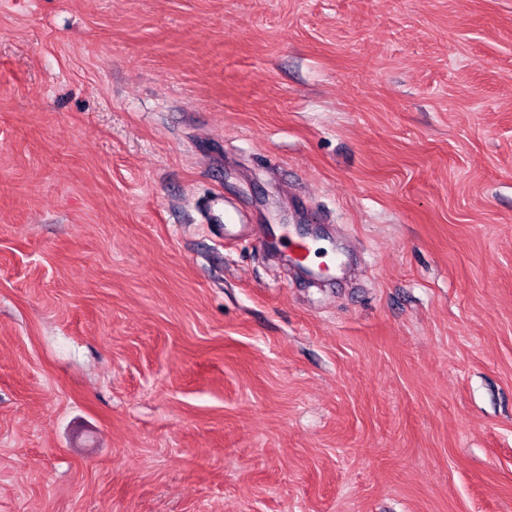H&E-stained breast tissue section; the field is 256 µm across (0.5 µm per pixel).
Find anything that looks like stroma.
<instances>
[{
	"instance_id": "obj_1",
	"label": "stroma",
	"mask_w": 512,
	"mask_h": 512,
	"mask_svg": "<svg viewBox=\"0 0 512 512\" xmlns=\"http://www.w3.org/2000/svg\"><path fill=\"white\" fill-rule=\"evenodd\" d=\"M0 512H512V0H0ZM206 211L208 223L219 224L224 230L226 240L235 238L241 232L238 227L242 224H234V215L238 212L234 205L225 203L223 199H212L208 203ZM255 237L261 245H264L273 237L277 238L288 249V252L294 256L296 262L302 266L311 268L309 258L311 261L316 260L312 253L313 242L311 239L300 234L294 233L291 235L276 224H258Z\"/></svg>"
}]
</instances>
